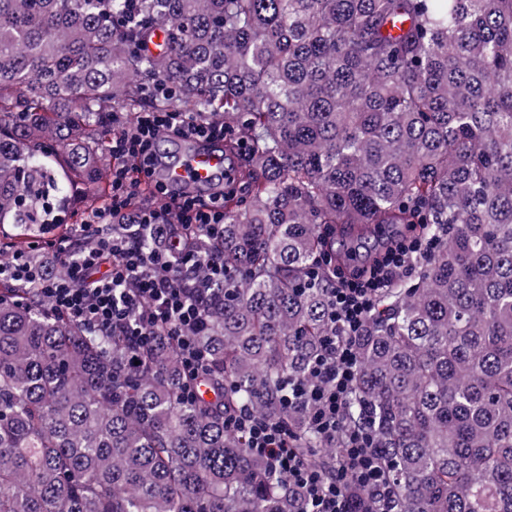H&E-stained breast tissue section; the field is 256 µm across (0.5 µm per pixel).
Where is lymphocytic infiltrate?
Masks as SVG:
<instances>
[{
  "mask_svg": "<svg viewBox=\"0 0 512 512\" xmlns=\"http://www.w3.org/2000/svg\"><path fill=\"white\" fill-rule=\"evenodd\" d=\"M164 137L216 143L224 139V126L180 109L142 113L133 128L108 141L112 156L132 158L135 166L113 169L105 204L82 220L75 239L41 259L24 250L0 256V282L29 290L34 299L49 302L52 310L97 336H126L140 346L166 333L177 344L183 369L196 374L211 366L198 338L206 326V304L224 284V257L203 252L195 236L202 231L210 240L222 239L224 193L204 199L159 180L156 146ZM147 179L159 206L129 210ZM428 246L425 239L406 236L385 249L369 276L338 275L330 303L340 333L326 337L311 382L288 386L289 405L309 407V424L319 434L335 437L342 423L359 369L354 340L379 294L408 275ZM59 262L66 268L61 275L54 269ZM202 267L207 270L203 276L198 273ZM231 425L248 434L254 454L271 460L289 484L304 491L308 512H349L347 484L386 486L367 428L346 434V465L327 472L291 447L280 423L258 416L249 405L239 408Z\"/></svg>",
  "mask_w": 512,
  "mask_h": 512,
  "instance_id": "lymphocytic-infiltrate-1",
  "label": "lymphocytic infiltrate"
}]
</instances>
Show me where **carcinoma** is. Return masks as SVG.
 <instances>
[{
	"instance_id": "cac0c4a2",
	"label": "carcinoma",
	"mask_w": 512,
	"mask_h": 512,
	"mask_svg": "<svg viewBox=\"0 0 512 512\" xmlns=\"http://www.w3.org/2000/svg\"><path fill=\"white\" fill-rule=\"evenodd\" d=\"M156 81L240 159L199 241L212 371L1 286L0 512H306L229 421L247 402L345 464L287 383L336 335L319 255L403 224L433 247L355 339L344 431L370 428L385 512H512V0H0V227L105 195L113 115Z\"/></svg>"
}]
</instances>
